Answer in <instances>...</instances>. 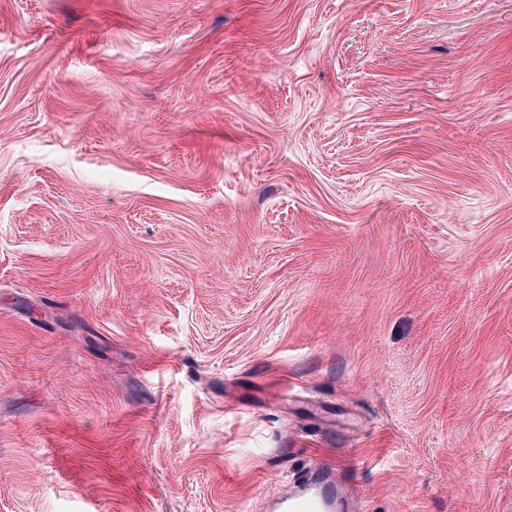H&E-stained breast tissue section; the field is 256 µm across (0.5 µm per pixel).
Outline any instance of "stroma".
I'll use <instances>...</instances> for the list:
<instances>
[{"label":"stroma","mask_w":512,"mask_h":512,"mask_svg":"<svg viewBox=\"0 0 512 512\" xmlns=\"http://www.w3.org/2000/svg\"><path fill=\"white\" fill-rule=\"evenodd\" d=\"M512 512V0H0V512ZM348 500L328 467L314 468L299 484L268 502L271 512H344Z\"/></svg>","instance_id":"obj_1"}]
</instances>
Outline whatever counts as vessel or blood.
Returning <instances> with one entry per match:
<instances>
[{
	"mask_svg": "<svg viewBox=\"0 0 512 512\" xmlns=\"http://www.w3.org/2000/svg\"><path fill=\"white\" fill-rule=\"evenodd\" d=\"M270 512H346L348 501L333 469L314 468L299 484L275 496Z\"/></svg>",
	"mask_w": 512,
	"mask_h": 512,
	"instance_id": "vessel-or-blood-1",
	"label": "vessel or blood"
}]
</instances>
